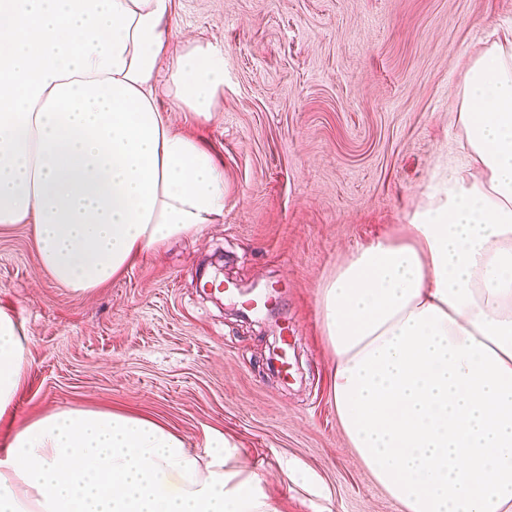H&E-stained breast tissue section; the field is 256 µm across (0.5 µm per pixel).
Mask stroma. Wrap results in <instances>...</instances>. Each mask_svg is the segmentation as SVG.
<instances>
[{
    "instance_id": "1",
    "label": "stroma",
    "mask_w": 512,
    "mask_h": 512,
    "mask_svg": "<svg viewBox=\"0 0 512 512\" xmlns=\"http://www.w3.org/2000/svg\"><path fill=\"white\" fill-rule=\"evenodd\" d=\"M509 24L512 0H181L180 33L224 48L211 117L171 115L215 155L224 219L87 295L45 273L28 225L1 231L0 306L28 336L14 420L122 411L193 448L220 431L277 512H401L340 426L319 287L456 153L464 62ZM218 262L239 294L280 284L274 318L207 294Z\"/></svg>"
}]
</instances>
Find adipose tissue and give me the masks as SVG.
<instances>
[{"label":"adipose tissue","instance_id":"adipose-tissue-1","mask_svg":"<svg viewBox=\"0 0 512 512\" xmlns=\"http://www.w3.org/2000/svg\"><path fill=\"white\" fill-rule=\"evenodd\" d=\"M179 0H0V230L32 225L43 269L86 294L224 217L210 151L159 107L210 116L221 46L170 44ZM466 164L399 234L319 291L342 429L403 512H512V26L465 65ZM28 344L0 307V419ZM159 422L70 409L0 443V512H275L256 477Z\"/></svg>","mask_w":512,"mask_h":512}]
</instances>
